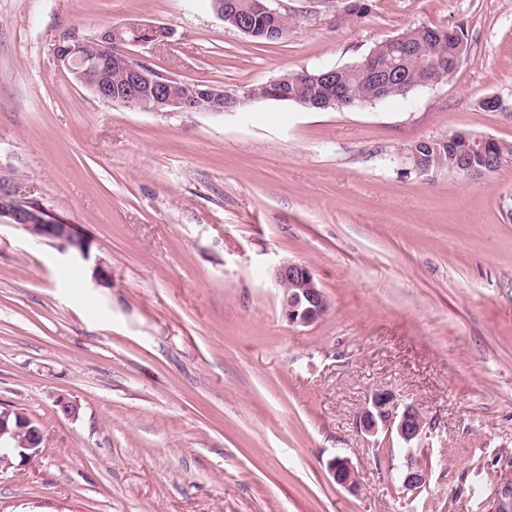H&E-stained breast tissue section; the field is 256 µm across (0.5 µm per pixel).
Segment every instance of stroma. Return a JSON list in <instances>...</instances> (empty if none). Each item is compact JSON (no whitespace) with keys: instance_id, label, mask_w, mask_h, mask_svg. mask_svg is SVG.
Segmentation results:
<instances>
[{"instance_id":"1","label":"stroma","mask_w":512,"mask_h":512,"mask_svg":"<svg viewBox=\"0 0 512 512\" xmlns=\"http://www.w3.org/2000/svg\"><path fill=\"white\" fill-rule=\"evenodd\" d=\"M367 3L346 24L280 0L288 33L264 43L211 0H0V173L92 240L85 260L0 223V407L43 433L0 474V512H488L512 478V164L420 176L405 157L454 131L512 142V0ZM128 22L173 29L138 51L154 69L239 93L418 26L462 29L466 53L404 100L161 114L53 58L69 30ZM284 259L329 299L311 326L282 316ZM378 388L435 425L419 493L401 449L356 430ZM327 469L336 485L352 494L358 493V473L348 457L334 456L328 461Z\"/></svg>"}]
</instances>
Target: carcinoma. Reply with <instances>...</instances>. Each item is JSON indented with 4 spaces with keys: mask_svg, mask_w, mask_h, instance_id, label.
<instances>
[{
    "mask_svg": "<svg viewBox=\"0 0 512 512\" xmlns=\"http://www.w3.org/2000/svg\"><path fill=\"white\" fill-rule=\"evenodd\" d=\"M228 6L236 9L250 21L254 30L252 38L278 41L271 35L274 25H283L273 17L251 7V0H229ZM462 32L435 27L415 28L376 46L370 55L382 62L385 72L378 74L364 61L336 68V87L344 95L366 104L388 99L406 98L414 90L443 81L459 64L464 54ZM328 70L317 69L311 74L318 77V88L304 86L303 73H285L281 83L282 101L292 102L309 110L321 109L329 91L331 79ZM416 150L424 157L428 173L444 172L457 176V166L465 161L478 172L487 170V158L496 156L502 164L512 163V142L492 139L485 153L468 151L463 135L454 132L442 139H427L415 143Z\"/></svg>",
    "mask_w": 512,
    "mask_h": 512,
    "instance_id": "cac0c4a2",
    "label": "carcinoma"
}]
</instances>
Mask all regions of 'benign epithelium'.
Returning <instances> with one entry per match:
<instances>
[{
	"label": "benign epithelium",
	"instance_id": "obj_1",
	"mask_svg": "<svg viewBox=\"0 0 512 512\" xmlns=\"http://www.w3.org/2000/svg\"><path fill=\"white\" fill-rule=\"evenodd\" d=\"M215 10L232 27L248 36L249 23L238 13L224 12L222 4ZM172 29L146 23L111 25L101 34L103 45H123L125 49L113 55L95 52L78 38L61 37L52 49L57 63L65 68L73 81L88 89L101 101L121 107L166 112H209L222 114L224 89L214 85H183L176 77L161 73L129 50L131 46H147L167 42ZM123 76L120 83H112V73ZM26 227L32 234L60 242L64 251H71L86 259L91 242L75 230L73 225L53 217L37 202L20 197L15 182L0 177V218ZM276 287L295 282L299 287L281 292V311L291 326H310L320 320L329 309V300L310 269L290 260L279 262L273 269ZM361 433L376 437L383 433L394 437L404 448L410 449L399 468L401 489L417 493L422 489L425 472L411 452L421 448L431 437L433 427L418 407L401 403L387 389L373 392L356 419ZM43 436L36 422L25 413L0 409V473L17 464L30 461L42 453ZM327 469L336 485L356 494L359 491L358 473L347 457L335 456ZM490 512H512V479L496 486Z\"/></svg>",
	"mask_w": 512,
	"mask_h": 512
}]
</instances>
